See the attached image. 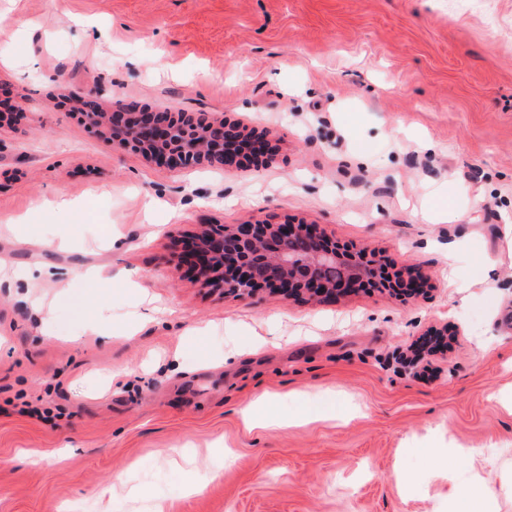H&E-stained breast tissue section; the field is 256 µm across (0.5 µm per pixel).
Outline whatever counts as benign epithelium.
Wrapping results in <instances>:
<instances>
[{
	"label": "benign epithelium",
	"mask_w": 512,
	"mask_h": 512,
	"mask_svg": "<svg viewBox=\"0 0 512 512\" xmlns=\"http://www.w3.org/2000/svg\"><path fill=\"white\" fill-rule=\"evenodd\" d=\"M103 92L96 83L83 97L80 120L87 129L108 136L116 149L140 154L172 171L236 167L244 157L257 161L272 148L267 136L252 135L244 150L236 152L231 143L239 127L186 112L180 119L175 113L155 112L135 103L103 112L96 102ZM297 239L303 241L300 248H285ZM367 254L365 248L345 246L314 224L285 220L204 224L184 240L182 262L199 286L210 291L246 298L270 288L285 299H321L355 293L360 283L377 279V263L368 262Z\"/></svg>",
	"instance_id": "benign-epithelium-1"
}]
</instances>
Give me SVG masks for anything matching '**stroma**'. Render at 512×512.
Returning a JSON list of instances; mask_svg holds the SVG:
<instances>
[{"label": "stroma", "mask_w": 512, "mask_h": 512, "mask_svg": "<svg viewBox=\"0 0 512 512\" xmlns=\"http://www.w3.org/2000/svg\"><path fill=\"white\" fill-rule=\"evenodd\" d=\"M1 12L0 512H471L475 470L512 512V0ZM96 77L104 108L202 113L273 154L171 172L113 149L62 105ZM288 218L425 288L238 299L177 268L198 225ZM432 331L448 350L408 363ZM267 390L297 422L246 430Z\"/></svg>", "instance_id": "obj_1"}]
</instances>
